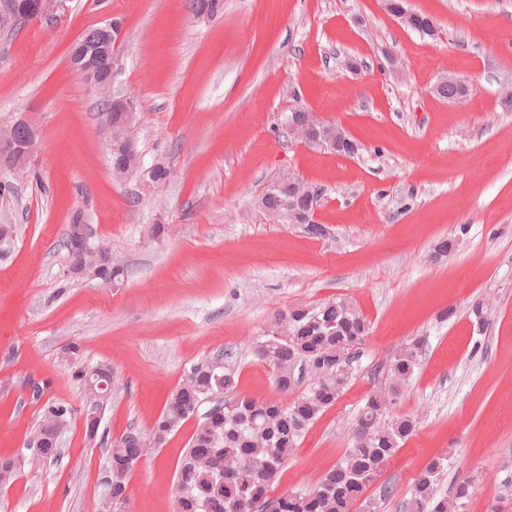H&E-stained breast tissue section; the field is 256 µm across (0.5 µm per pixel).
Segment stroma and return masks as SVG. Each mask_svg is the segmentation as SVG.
<instances>
[{"mask_svg": "<svg viewBox=\"0 0 512 512\" xmlns=\"http://www.w3.org/2000/svg\"><path fill=\"white\" fill-rule=\"evenodd\" d=\"M436 36L400 25L383 0H66L56 18L0 34V124L33 113L37 177L0 166V457L19 462L0 512H93L113 441L149 430L193 366L215 356L236 393L281 395L253 347L277 315L343 298L367 318L352 379L301 438L272 488L306 491L349 450L366 396L392 355L422 344L396 407L414 432L356 503L407 512L415 479L448 461L440 494L467 476L463 512H491L512 484V0H409ZM119 19L114 92L133 96L143 168L117 179L98 95L70 48ZM459 100L439 97L443 76ZM344 127L354 154L305 146L290 113ZM283 171L319 192V235L273 224L258 202ZM112 250L125 280L74 278V214ZM163 225L150 238L151 225ZM460 243L445 257L438 243ZM491 305L478 326L470 310ZM112 368L98 445L86 442L76 367ZM74 411L61 455L33 464L38 415L28 385ZM198 425L186 421L133 470L122 512H175L176 469Z\"/></svg>", "mask_w": 512, "mask_h": 512, "instance_id": "stroma-1", "label": "stroma"}]
</instances>
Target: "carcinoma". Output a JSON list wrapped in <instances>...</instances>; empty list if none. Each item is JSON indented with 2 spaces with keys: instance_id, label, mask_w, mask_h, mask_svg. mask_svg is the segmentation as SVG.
<instances>
[{
  "instance_id": "obj_1",
  "label": "carcinoma",
  "mask_w": 512,
  "mask_h": 512,
  "mask_svg": "<svg viewBox=\"0 0 512 512\" xmlns=\"http://www.w3.org/2000/svg\"><path fill=\"white\" fill-rule=\"evenodd\" d=\"M466 88L458 81L445 82L436 93L458 99ZM266 214L288 211V192L270 190L261 199ZM93 280L113 285L124 279V268L112 256L95 265ZM256 343V356L276 372L275 383L282 394L292 393L301 375L313 384L293 402H263L237 397L236 372L217 356L193 368L170 395L162 414L149 432L128 429L113 441L106 464L112 473V512L127 500V487L134 466L143 456V439L149 436L159 445L193 415V407L208 399L218 403L206 414L193 434L190 446L177 469L176 512H353V505L374 483L385 462L413 433L416 419L393 415L391 408L409 386L419 364L420 342L412 341L393 356L387 368L385 386L373 391L361 408L355 428L374 424L365 435L354 434L351 448L335 467L328 470L310 491L269 496L272 482L292 454L303 434L317 417L332 406L353 376L360 344L368 334L365 318L348 301L337 298L314 308L287 311ZM97 374L112 382V372L102 365L92 370L79 367L73 377L87 385ZM89 443L97 442L99 413L111 394L86 391ZM41 390L31 399L41 403L38 420L30 435L40 441V459L58 455L60 437L70 424L72 409L56 401H40ZM243 465L237 474H224V463ZM443 459H436L419 474L409 501V512H461L472 488V479L457 481L451 496L438 492Z\"/></svg>"
}]
</instances>
